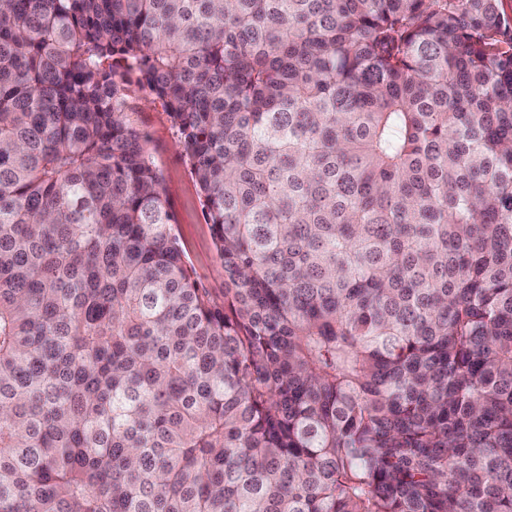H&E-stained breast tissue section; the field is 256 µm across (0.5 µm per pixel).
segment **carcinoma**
<instances>
[{"label":"carcinoma","instance_id":"cac0c4a2","mask_svg":"<svg viewBox=\"0 0 512 512\" xmlns=\"http://www.w3.org/2000/svg\"><path fill=\"white\" fill-rule=\"evenodd\" d=\"M498 2L0 0V512H512ZM130 123L138 130L155 157L163 185L176 217V232L193 266L196 279L212 297L224 303V271L215 249L210 224L204 218L198 188L185 163L182 145L166 113L147 93L133 96Z\"/></svg>","mask_w":512,"mask_h":512}]
</instances>
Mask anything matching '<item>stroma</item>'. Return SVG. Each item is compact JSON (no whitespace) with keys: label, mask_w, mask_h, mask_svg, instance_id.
<instances>
[{"label":"stroma","mask_w":512,"mask_h":512,"mask_svg":"<svg viewBox=\"0 0 512 512\" xmlns=\"http://www.w3.org/2000/svg\"><path fill=\"white\" fill-rule=\"evenodd\" d=\"M128 119L161 170L167 198L177 217L176 232L200 287L208 289L216 301H223L224 271L175 130L158 101L146 93L134 96Z\"/></svg>","instance_id":"35a3bbf8"}]
</instances>
